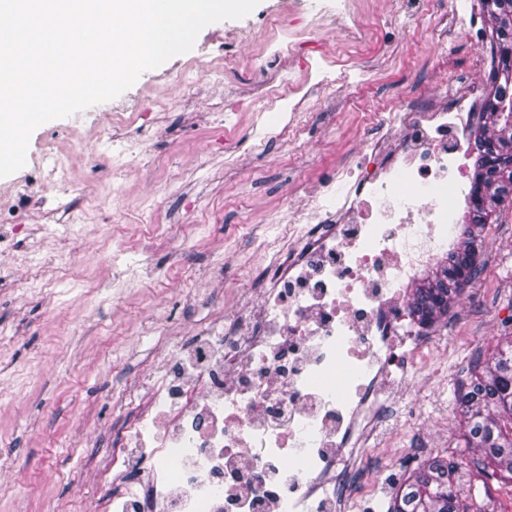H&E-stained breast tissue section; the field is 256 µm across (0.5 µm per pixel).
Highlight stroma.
Masks as SVG:
<instances>
[{"instance_id":"35a3bbf8","label":"stroma","mask_w":512,"mask_h":512,"mask_svg":"<svg viewBox=\"0 0 512 512\" xmlns=\"http://www.w3.org/2000/svg\"><path fill=\"white\" fill-rule=\"evenodd\" d=\"M348 2L369 29L359 47L331 18L298 59L274 58L262 72L243 65L218 94L201 85L223 125L184 108L188 91L175 76L188 56L262 52L267 40L285 39L290 19L318 14L320 0H260L243 19L204 27L190 55L142 73L120 99L142 101L145 113L120 136L148 155L120 193L112 138L94 130L104 102L37 127L24 166L0 178V250L15 269L36 272L23 287H0L8 330L0 335V512H101L98 475L123 452L126 424L152 400V379L187 354L195 327L262 288L264 251L287 247L284 230L308 185L342 166L360 171L380 115L434 98L443 79L473 104L485 98L483 50L452 26L441 0ZM324 47L347 86L308 109L292 142L266 137L281 114L253 126L252 99L311 87L298 60ZM229 143L238 162L228 159ZM48 146L74 159L68 192L44 182ZM68 224L73 252L62 266L54 233ZM480 252V276L425 340L411 396L369 432L347 512H387L405 477L435 456L456 464L484 512H512L497 483H474L455 403L470 364L512 336V203L488 225Z\"/></svg>"}]
</instances>
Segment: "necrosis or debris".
Segmentation results:
<instances>
[{
    "instance_id": "obj_1",
    "label": "necrosis or debris",
    "mask_w": 512,
    "mask_h": 512,
    "mask_svg": "<svg viewBox=\"0 0 512 512\" xmlns=\"http://www.w3.org/2000/svg\"><path fill=\"white\" fill-rule=\"evenodd\" d=\"M378 125L360 175L337 174L343 193L308 190L293 252H268L266 288L223 325L196 327L204 360L174 359L158 380L121 464L167 470L171 488L130 482L112 512H329L354 482L364 431L411 391L421 337L402 291L451 247L469 196L464 102L393 110ZM232 486L253 499L230 498Z\"/></svg>"
}]
</instances>
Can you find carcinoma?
Returning <instances> with one entry per match:
<instances>
[{
	"instance_id": "cac0c4a2",
	"label": "carcinoma",
	"mask_w": 512,
	"mask_h": 512,
	"mask_svg": "<svg viewBox=\"0 0 512 512\" xmlns=\"http://www.w3.org/2000/svg\"><path fill=\"white\" fill-rule=\"evenodd\" d=\"M497 66L484 103V124L475 140L472 204L463 217L457 247L430 266L409 289L411 322L430 328L448 316L465 287L480 273L479 244L497 209L512 200V0H485ZM463 417L464 447L476 451L472 469L512 487V337L496 353L477 358L456 394ZM458 476L448 461L431 458L400 488L388 512H464Z\"/></svg>"
}]
</instances>
